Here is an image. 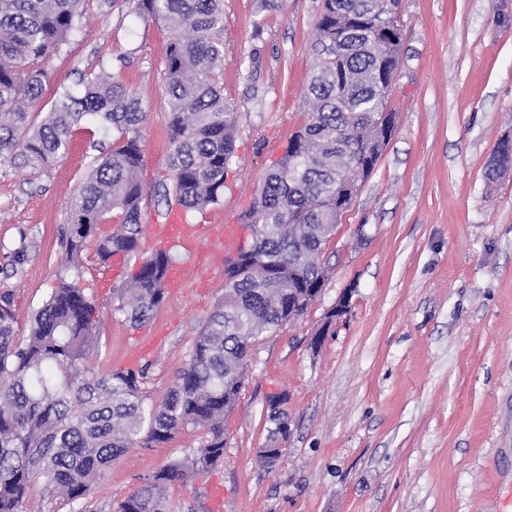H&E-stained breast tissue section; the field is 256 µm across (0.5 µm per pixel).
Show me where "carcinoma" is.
I'll return each instance as SVG.
<instances>
[{
    "label": "carcinoma",
    "instance_id": "obj_1",
    "mask_svg": "<svg viewBox=\"0 0 512 512\" xmlns=\"http://www.w3.org/2000/svg\"><path fill=\"white\" fill-rule=\"evenodd\" d=\"M372 6L374 0H324L320 61L305 90L308 119L242 215L250 245L228 260L224 294L161 401L146 403L144 367L93 373L96 308L81 289L59 284L22 337L11 294H0V512H27L38 482L82 499L127 449L141 440L166 442L189 427L204 432V445L144 476L116 512H170L171 487L224 459V418L244 387L249 347L304 315L315 300L311 290L325 279L322 246L357 194V178L369 177L386 145L374 117L382 112L397 123L389 89L371 75L382 65L398 67L400 44L372 50L376 32L366 19ZM86 10L87 0H0V157L38 175L68 153L82 121L119 133L74 197L66 235L68 254L77 257L95 226L120 212L119 229L94 241L105 263L141 251L142 101L103 71L80 92L56 87L42 123L29 120V108L50 82L42 64L70 43ZM137 10L174 29L164 72L173 184L163 197L202 213L223 200L235 153L237 108L217 81L224 67V0H137ZM172 263L167 251L140 258L127 285L130 298L115 313L133 325L146 322L164 302ZM269 421L267 440L275 443L288 412L271 413Z\"/></svg>",
    "mask_w": 512,
    "mask_h": 512
}]
</instances>
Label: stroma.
Instances as JSON below:
<instances>
[{
    "label": "stroma",
    "instance_id": "35a3bbf8",
    "mask_svg": "<svg viewBox=\"0 0 512 512\" xmlns=\"http://www.w3.org/2000/svg\"><path fill=\"white\" fill-rule=\"evenodd\" d=\"M324 0H224L225 99L237 107L236 156L219 205L188 224H235L307 119ZM401 58L389 105L397 127L374 172L323 245L320 297L261 336L224 420V460L169 492L172 512H512V168L487 172L512 141V0H400ZM172 31L135 0H90L82 28L48 66L55 84L111 73L142 99V252L169 208L164 64ZM116 137L92 121L40 176L0 158V293L17 334L60 280L82 288L99 319L94 373L123 369L149 345L144 389L161 400L187 366L224 289V259L173 248L186 288L142 325L115 314L133 259H69L70 204ZM26 245L27 260L14 252ZM351 310L319 350L310 341L344 289ZM288 394L290 434L261 464L270 395ZM185 430L137 445L84 499L35 484L32 512H115L143 477L199 448Z\"/></svg>",
    "mask_w": 512,
    "mask_h": 512
}]
</instances>
